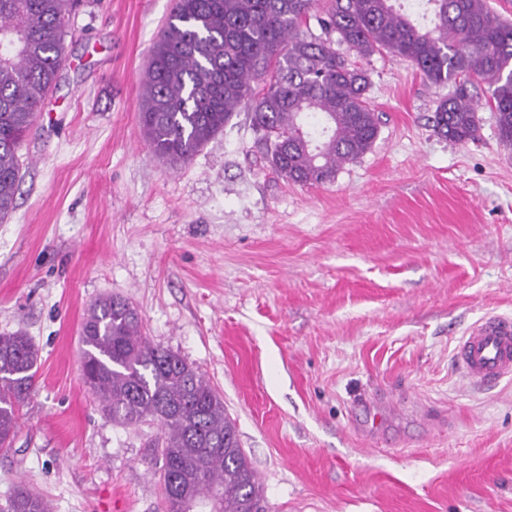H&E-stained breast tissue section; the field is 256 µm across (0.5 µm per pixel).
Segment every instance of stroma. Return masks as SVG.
Masks as SVG:
<instances>
[{
  "mask_svg": "<svg viewBox=\"0 0 512 512\" xmlns=\"http://www.w3.org/2000/svg\"><path fill=\"white\" fill-rule=\"evenodd\" d=\"M174 4L81 0L23 143L0 333L39 359L0 506L22 482L54 512H160L157 425L112 423L82 380L81 323L112 295L223 396L269 512H512V377L473 386L455 364L470 325L512 316V148L491 110L452 142L431 122L447 87L352 52L380 130L334 182L276 173L244 109L169 166L140 109Z\"/></svg>",
  "mask_w": 512,
  "mask_h": 512,
  "instance_id": "35a3bbf8",
  "label": "stroma"
}]
</instances>
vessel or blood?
<instances>
[{
    "instance_id": "obj_1",
    "label": "vessel or blood",
    "mask_w": 512,
    "mask_h": 512,
    "mask_svg": "<svg viewBox=\"0 0 512 512\" xmlns=\"http://www.w3.org/2000/svg\"><path fill=\"white\" fill-rule=\"evenodd\" d=\"M456 365L476 386L512 375V317L492 314L472 325L458 346Z\"/></svg>"
}]
</instances>
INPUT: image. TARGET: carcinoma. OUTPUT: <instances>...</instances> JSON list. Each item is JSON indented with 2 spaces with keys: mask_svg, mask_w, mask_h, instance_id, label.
<instances>
[{
  "mask_svg": "<svg viewBox=\"0 0 512 512\" xmlns=\"http://www.w3.org/2000/svg\"><path fill=\"white\" fill-rule=\"evenodd\" d=\"M77 0H0V223L16 208L21 148L65 62ZM316 0H176L155 41L143 84L140 121L147 145L172 164L187 163L241 107L270 166L295 183L326 184L341 164L373 146L379 116L370 107L360 57L388 52L447 85L431 117L441 136L465 143L480 119L474 90L486 85L499 140L512 147V24L486 0H423L422 25L395 0H335L304 31ZM82 379L113 422L159 425L162 512H267L261 483L240 448L223 397L180 355L151 345L138 310L106 297L83 325ZM38 350L21 332L0 334V448H10L20 409L35 390ZM4 512H53L24 483Z\"/></svg>",
  "mask_w": 512,
  "mask_h": 512,
  "instance_id": "cac0c4a2",
  "label": "carcinoma"
}]
</instances>
